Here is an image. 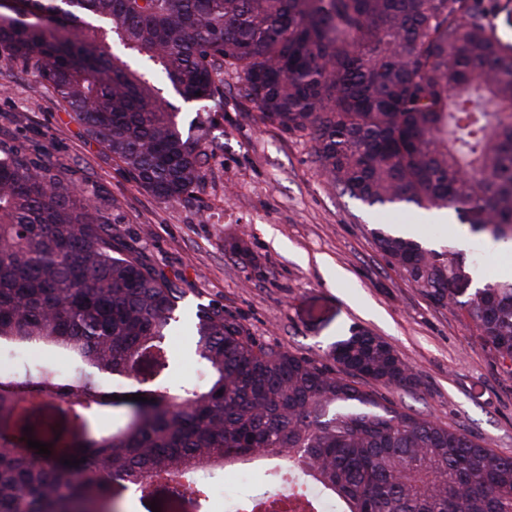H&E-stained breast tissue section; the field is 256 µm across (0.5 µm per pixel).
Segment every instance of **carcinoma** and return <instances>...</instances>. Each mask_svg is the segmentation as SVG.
Masks as SVG:
<instances>
[{
    "label": "carcinoma",
    "instance_id": "cac0c4a2",
    "mask_svg": "<svg viewBox=\"0 0 512 512\" xmlns=\"http://www.w3.org/2000/svg\"><path fill=\"white\" fill-rule=\"evenodd\" d=\"M499 0H23L0 15V57L50 86L65 111L162 202L199 188L218 147L209 103L224 72L257 119L310 137L339 195L450 209L472 233L512 243V45L484 23ZM168 89L204 113L184 128ZM115 219L75 190L68 169L0 142V343L64 353L0 382V426L53 434L46 398L73 433L112 405L106 381L166 369L181 322L179 289L119 249ZM378 249L436 303L466 277L386 227ZM485 343L512 362V282L462 302ZM206 380L142 391L106 434L72 456L36 455L0 432V512H115L112 480L157 496L160 479L208 495L192 476L218 461L288 450L341 512H512V456L403 410L360 381L406 388L415 376L385 341L354 330L329 350L336 368L263 343L205 307L194 322ZM246 512L277 501H239Z\"/></svg>",
    "mask_w": 512,
    "mask_h": 512
}]
</instances>
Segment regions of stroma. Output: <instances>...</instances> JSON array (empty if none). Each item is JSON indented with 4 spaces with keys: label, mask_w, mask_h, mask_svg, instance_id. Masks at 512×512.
<instances>
[{
    "label": "stroma",
    "mask_w": 512,
    "mask_h": 512,
    "mask_svg": "<svg viewBox=\"0 0 512 512\" xmlns=\"http://www.w3.org/2000/svg\"><path fill=\"white\" fill-rule=\"evenodd\" d=\"M219 111L224 146L206 158L202 187L165 203L87 135L49 86L0 62V139L45 151L79 187L102 189L120 219L112 227L118 247L179 288L185 318L220 307L257 339L323 364L336 340L366 331L415 375L412 387L376 383L373 391L512 456V378L464 307L475 289L505 282L501 268L512 256L470 234L455 213L378 211L339 195L318 171L309 136L259 123L234 75L224 77ZM379 224L463 254L469 275L449 284L450 302H432L388 262L372 235ZM172 348L171 382L197 379L188 325Z\"/></svg>",
    "instance_id": "obj_1"
}]
</instances>
